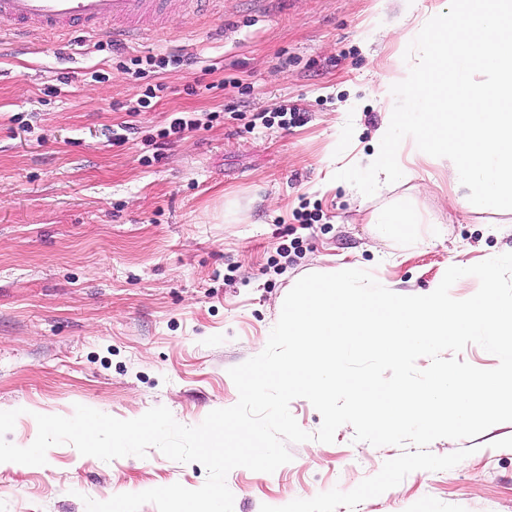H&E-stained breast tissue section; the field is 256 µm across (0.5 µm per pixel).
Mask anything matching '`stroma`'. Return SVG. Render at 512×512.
Listing matches in <instances>:
<instances>
[{"label":"stroma","mask_w":512,"mask_h":512,"mask_svg":"<svg viewBox=\"0 0 512 512\" xmlns=\"http://www.w3.org/2000/svg\"><path fill=\"white\" fill-rule=\"evenodd\" d=\"M376 3L215 0L195 15L176 2L164 34L120 56L80 32L0 51V411L20 412L8 441L29 446L35 414L69 417L78 404L123 420L163 406L198 425L237 403L229 369L266 346L305 275L364 269L404 295L512 252V207L449 218L441 166L429 167L435 187L382 192L357 191L354 166L329 167L369 152L388 111L411 109L404 94L389 108L376 94L417 52L382 38L403 0ZM169 53L186 65L126 71ZM350 100L356 112H344ZM281 112L295 115L288 127L262 124ZM183 115L198 128L161 139ZM398 208L421 222L384 236L375 216ZM354 435L345 424L333 443L288 444L291 462L270 474L234 468V512L351 490L401 452ZM471 443L454 468L414 471L336 512H512V422ZM206 478L155 447L105 462L62 444L43 466L0 463V512H86L87 497Z\"/></svg>","instance_id":"stroma-1"}]
</instances>
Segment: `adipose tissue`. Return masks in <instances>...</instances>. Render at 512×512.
<instances>
[{"label":"adipose tissue","mask_w":512,"mask_h":512,"mask_svg":"<svg viewBox=\"0 0 512 512\" xmlns=\"http://www.w3.org/2000/svg\"><path fill=\"white\" fill-rule=\"evenodd\" d=\"M408 25L388 30L397 45L420 39L415 59L398 79L383 80L390 100L402 89L414 102L409 116L389 113L369 154L358 158L373 190L419 177L403 164L399 141L419 159L448 163L450 205L467 214L512 203V0H405Z\"/></svg>","instance_id":"ef3b65f1"}]
</instances>
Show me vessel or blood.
Returning a JSON list of instances; mask_svg holds the SVG:
<instances>
[{
    "label": "vessel or blood",
    "mask_w": 512,
    "mask_h": 512,
    "mask_svg": "<svg viewBox=\"0 0 512 512\" xmlns=\"http://www.w3.org/2000/svg\"><path fill=\"white\" fill-rule=\"evenodd\" d=\"M167 0H0V39L82 31L134 43L145 21L164 24Z\"/></svg>",
    "instance_id": "obj_1"
}]
</instances>
